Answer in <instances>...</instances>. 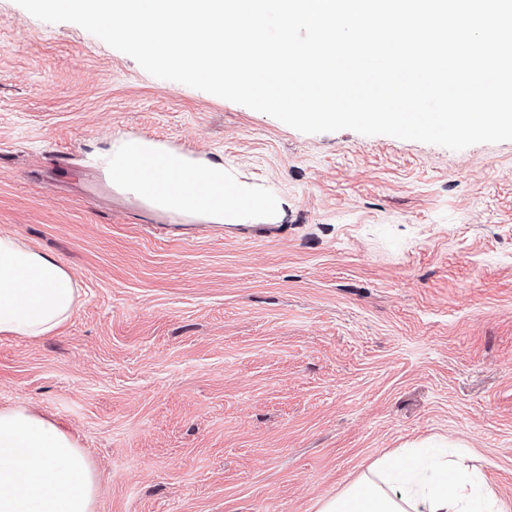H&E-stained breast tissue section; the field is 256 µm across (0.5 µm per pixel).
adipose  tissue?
<instances>
[{"mask_svg":"<svg viewBox=\"0 0 512 512\" xmlns=\"http://www.w3.org/2000/svg\"><path fill=\"white\" fill-rule=\"evenodd\" d=\"M113 186L148 190L156 207L217 224L269 218L279 199L240 181L223 164L164 152L140 138L106 159ZM80 288L53 256L0 236V335L39 338L74 314ZM98 485L88 458L55 421L27 408L0 410V512H95ZM318 512H507L495 492L462 464L422 465L407 448L375 461Z\"/></svg>","mask_w":512,"mask_h":512,"instance_id":"1","label":"adipose tissue"}]
</instances>
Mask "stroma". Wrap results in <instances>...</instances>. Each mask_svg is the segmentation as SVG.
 Masks as SVG:
<instances>
[{
  "label": "stroma",
  "instance_id": "stroma-1",
  "mask_svg": "<svg viewBox=\"0 0 512 512\" xmlns=\"http://www.w3.org/2000/svg\"><path fill=\"white\" fill-rule=\"evenodd\" d=\"M142 133L280 198L274 226L112 186ZM1 234L78 282L56 333L0 337V408L72 435L95 512H317L425 439L512 506V141L304 134L0 0Z\"/></svg>",
  "mask_w": 512,
  "mask_h": 512
}]
</instances>
